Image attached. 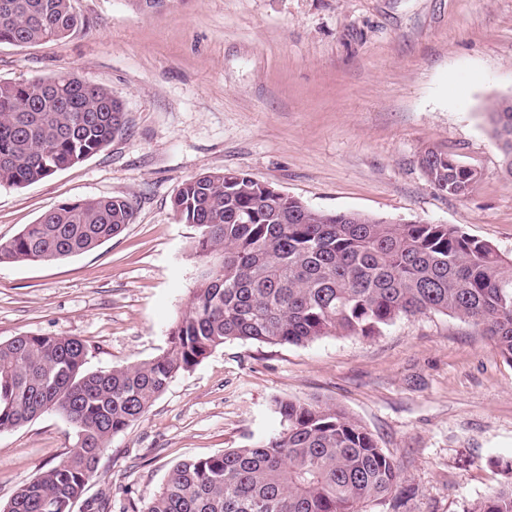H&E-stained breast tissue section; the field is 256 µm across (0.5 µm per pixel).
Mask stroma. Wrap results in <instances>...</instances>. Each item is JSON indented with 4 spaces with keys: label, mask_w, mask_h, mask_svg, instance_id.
Wrapping results in <instances>:
<instances>
[{
    "label": "stroma",
    "mask_w": 512,
    "mask_h": 512,
    "mask_svg": "<svg viewBox=\"0 0 512 512\" xmlns=\"http://www.w3.org/2000/svg\"><path fill=\"white\" fill-rule=\"evenodd\" d=\"M72 7L66 37L0 44V83L68 72L119 99L128 124L80 164L0 187V242L67 200L122 197L135 218L84 254L0 264L1 341L79 338L91 371L162 353L202 269L171 201L213 171H247L319 211L454 225L512 257V177L487 118L512 95V0ZM430 148L477 171L468 197L430 184ZM311 397L347 410L400 466L402 507L365 512H470L512 481V363L469 324L428 313L370 339L226 342L112 439L72 512L95 499L143 512L173 465L252 444L274 427L275 399ZM75 443L52 408L1 431L0 506Z\"/></svg>",
    "instance_id": "stroma-1"
}]
</instances>
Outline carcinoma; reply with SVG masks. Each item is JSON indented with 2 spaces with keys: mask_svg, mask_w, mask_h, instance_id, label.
<instances>
[{
  "mask_svg": "<svg viewBox=\"0 0 512 512\" xmlns=\"http://www.w3.org/2000/svg\"><path fill=\"white\" fill-rule=\"evenodd\" d=\"M78 23L71 0H0V43L58 40ZM489 115L512 165V102H495ZM126 124L118 99L74 75L0 83V187L70 168ZM419 164L450 196L468 195L477 182L473 169L437 149L426 150ZM172 206L197 231L203 270L161 354L91 372L80 339L0 341V431L52 407L77 429L67 455L20 487L3 512L72 506L112 438L138 421L179 372L230 340L277 346L373 338L401 317L433 312L479 330L512 363V258L453 225L313 210L294 197L264 194L245 171L193 177ZM133 215L120 197L64 201L0 243V263L85 253L119 235ZM274 413L278 428L253 445L175 464L144 512H362L397 488L396 460L342 407L277 399ZM471 512H512V483Z\"/></svg>",
  "mask_w": 512,
  "mask_h": 512,
  "instance_id": "1",
  "label": "carcinoma"
}]
</instances>
